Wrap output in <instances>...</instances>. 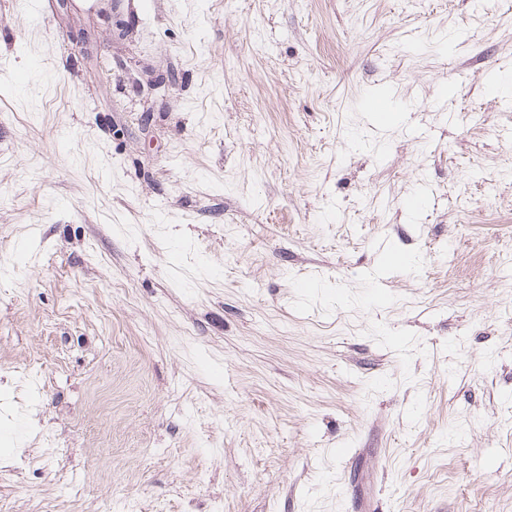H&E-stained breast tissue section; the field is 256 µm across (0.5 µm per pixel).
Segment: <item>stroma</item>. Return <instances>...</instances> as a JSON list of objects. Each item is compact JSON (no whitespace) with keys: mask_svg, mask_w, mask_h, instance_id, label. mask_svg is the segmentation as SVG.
<instances>
[{"mask_svg":"<svg viewBox=\"0 0 512 512\" xmlns=\"http://www.w3.org/2000/svg\"><path fill=\"white\" fill-rule=\"evenodd\" d=\"M46 9L0 0V505L512 512V0Z\"/></svg>","mask_w":512,"mask_h":512,"instance_id":"1","label":"stroma"}]
</instances>
